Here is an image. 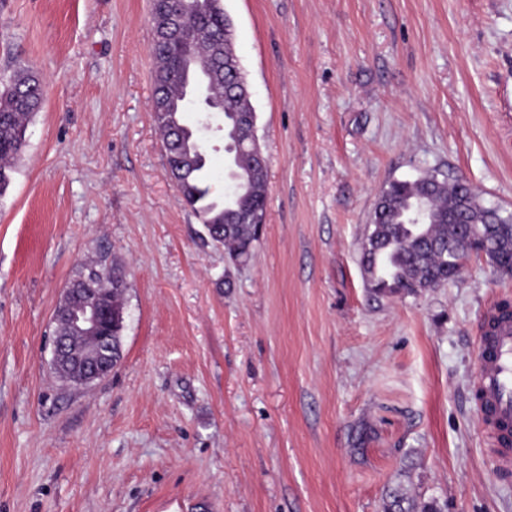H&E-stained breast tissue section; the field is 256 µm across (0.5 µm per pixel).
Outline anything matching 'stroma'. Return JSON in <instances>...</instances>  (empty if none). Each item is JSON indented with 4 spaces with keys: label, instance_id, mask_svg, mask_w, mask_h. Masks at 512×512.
<instances>
[{
    "label": "stroma",
    "instance_id": "35a3bbf8",
    "mask_svg": "<svg viewBox=\"0 0 512 512\" xmlns=\"http://www.w3.org/2000/svg\"><path fill=\"white\" fill-rule=\"evenodd\" d=\"M150 3L0 0V74L44 90L0 198V512H512L473 395L512 275L378 297L361 262L395 179L512 214V0H223L268 159L244 262L168 177ZM103 254L122 357L70 387L53 315Z\"/></svg>",
    "mask_w": 512,
    "mask_h": 512
}]
</instances>
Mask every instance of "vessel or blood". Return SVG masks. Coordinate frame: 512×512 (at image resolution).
Returning a JSON list of instances; mask_svg holds the SVG:
<instances>
[{
	"mask_svg": "<svg viewBox=\"0 0 512 512\" xmlns=\"http://www.w3.org/2000/svg\"><path fill=\"white\" fill-rule=\"evenodd\" d=\"M478 364L474 394L479 422L498 468L508 469L512 467V444L506 439L512 429V318L502 315L495 303L484 313Z\"/></svg>",
	"mask_w": 512,
	"mask_h": 512,
	"instance_id": "obj_1",
	"label": "vessel or blood"
}]
</instances>
